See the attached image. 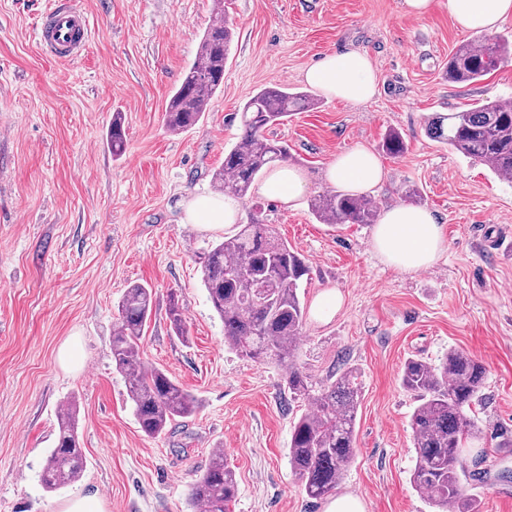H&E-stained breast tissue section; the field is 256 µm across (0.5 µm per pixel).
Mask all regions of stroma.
<instances>
[{"instance_id":"stroma-1","label":"stroma","mask_w":512,"mask_h":512,"mask_svg":"<svg viewBox=\"0 0 512 512\" xmlns=\"http://www.w3.org/2000/svg\"><path fill=\"white\" fill-rule=\"evenodd\" d=\"M91 37L80 56H44L37 16L49 0H0V512H61L98 493L104 512H193L191 485L213 449L224 451L239 492L231 512H325L288 463L291 429L306 409L286 370L231 351L201 283L199 254L227 236L189 223L192 198L213 195V171L243 134L239 113L263 87L307 90L304 71L358 49L371 59L377 94L365 105L319 97L270 137L287 142L289 166L308 179L298 208L262 197V217L303 255L307 311L296 362L317 385L349 372L361 399L356 453L337 487L366 512H436L411 474L416 450L403 389L405 361L437 364L456 349L486 369L461 483L476 512H512V181L469 163L433 139L434 113L512 99V60L478 82L446 76L450 54L470 40L433 0L422 16L403 0H80ZM234 28L224 85L204 118L173 134L167 101L179 87L218 9ZM124 118L126 152L106 139ZM407 150L382 155L379 208L431 210L446 249L429 269L404 273L374 252L371 224H322L311 200L329 190V163L387 130ZM416 195L406 198V188ZM152 288L142 338L147 367L198 400L190 417L147 437L110 352L115 306L132 284ZM343 303L317 321V296ZM177 298L187 336L176 335ZM77 340L80 368L60 348ZM76 403L83 476L49 492L38 474L55 446L60 408Z\"/></svg>"}]
</instances>
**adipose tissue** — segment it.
Here are the masks:
<instances>
[{
    "label": "adipose tissue",
    "mask_w": 512,
    "mask_h": 512,
    "mask_svg": "<svg viewBox=\"0 0 512 512\" xmlns=\"http://www.w3.org/2000/svg\"><path fill=\"white\" fill-rule=\"evenodd\" d=\"M448 12L462 29L489 30L512 13V0H448ZM304 79L329 99L351 104L368 103L377 91L372 62L357 49L323 57L305 71ZM326 176L331 183L361 194L381 183L383 167L366 146L358 144L337 154ZM306 187L301 172L282 165L269 173L258 192L294 209ZM238 212L239 204L233 198L198 196L189 204L187 218L190 223L218 229L236 223ZM373 247L392 268L417 272L436 263L445 249V240L431 211L403 203L385 209L374 232Z\"/></svg>",
    "instance_id": "1"
}]
</instances>
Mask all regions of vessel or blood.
<instances>
[{
  "label": "vessel or blood",
  "mask_w": 512,
  "mask_h": 512,
  "mask_svg": "<svg viewBox=\"0 0 512 512\" xmlns=\"http://www.w3.org/2000/svg\"><path fill=\"white\" fill-rule=\"evenodd\" d=\"M87 18L78 0H56L39 18V43L43 53L58 61L77 57L90 39Z\"/></svg>",
  "instance_id": "1"
}]
</instances>
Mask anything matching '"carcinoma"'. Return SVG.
<instances>
[{"mask_svg":"<svg viewBox=\"0 0 512 512\" xmlns=\"http://www.w3.org/2000/svg\"><path fill=\"white\" fill-rule=\"evenodd\" d=\"M233 33L230 24L211 23L194 61L165 109L168 131L183 133L199 123L213 95L224 82ZM512 59V37L479 36L461 44L448 59V81L476 82ZM315 104L307 92H290L285 85L262 88L240 112L241 138L224 152V165L212 175V186L224 194L253 200L256 178L275 163L288 159V144L265 132L288 116ZM434 138L473 163L498 176L512 175V105L500 100L479 102L448 115L437 113L429 122ZM112 157L126 150L121 113L112 116L108 139ZM381 150L398 156L406 149L402 135L388 131ZM323 224H373L377 205L370 196L326 191L311 200ZM202 285L215 312L224 322V342L240 356L257 362L272 360L288 368L286 384L293 397L303 398L311 410L292 427L288 461L303 482L307 495L321 499L336 489L355 454V423L361 391L346 373L320 389L297 367L294 354L304 323L299 288L309 275L304 257L275 236L264 220L237 225V231L211 244L201 256ZM271 278L275 288L262 302L253 301L257 281ZM153 291L143 284L126 289L117 306L112 333V364L120 372L133 404L136 420L148 437L156 438L177 419L197 410V400L164 372L146 367L140 340L152 311ZM485 369L469 354L450 350L439 364L410 358L401 383L419 405L411 415L416 449L412 483L427 494L439 512H473L464 503L461 448L474 429L465 409L480 397ZM84 467L78 435L76 405L68 404L58 417L55 447L44 464L40 482L47 491L79 481ZM238 482L224 461V451L211 454L206 470L191 486V501L204 512H230Z\"/></svg>","mask_w":512,"mask_h":512,"instance_id":"obj_1","label":"carcinoma"}]
</instances>
